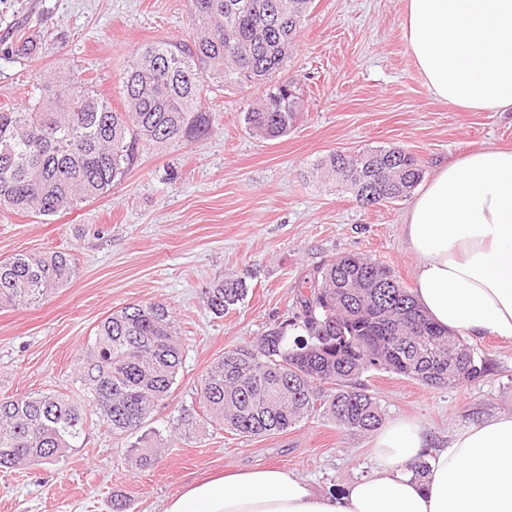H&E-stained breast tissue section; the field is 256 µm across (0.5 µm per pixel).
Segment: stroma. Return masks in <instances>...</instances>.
Masks as SVG:
<instances>
[{
  "label": "stroma",
  "instance_id": "35a3bbf8",
  "mask_svg": "<svg viewBox=\"0 0 512 512\" xmlns=\"http://www.w3.org/2000/svg\"><path fill=\"white\" fill-rule=\"evenodd\" d=\"M404 0H314L288 58L305 90L287 136L264 140L242 112L261 89L210 94L208 135L162 145L139 142L121 184L50 217L0 212V260L63 251L76 274L31 307H0V398L76 390V357L97 323L130 304L162 300L181 328L183 364L171 397L152 415L169 435L154 465L126 459L130 437L95 424L59 464L0 472V512H162L190 482L227 469L271 466L324 492L369 474L373 433L314 417L286 433L241 438L218 427L189 439L175 432L197 405L198 381L225 350L255 341L292 317L296 285L330 257L357 253L414 286L402 220L411 198L367 206L314 169L331 151L396 147L425 176L477 147L512 148V112H462L435 99L408 54ZM189 0H0V108L32 97L36 75L75 74L122 109L120 76L144 45L188 39ZM36 44L17 52L19 39ZM245 277L248 295L215 317L202 290ZM490 373L462 387L430 388L384 371L361 381L386 419L420 422L432 442L481 418L512 413V343L475 340Z\"/></svg>",
  "mask_w": 512,
  "mask_h": 512
}]
</instances>
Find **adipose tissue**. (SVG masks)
<instances>
[{"label":"adipose tissue","mask_w":512,"mask_h":512,"mask_svg":"<svg viewBox=\"0 0 512 512\" xmlns=\"http://www.w3.org/2000/svg\"><path fill=\"white\" fill-rule=\"evenodd\" d=\"M404 38L434 97L512 112V0H406ZM403 228L430 318L512 342V150L481 147L439 166ZM373 455L371 474L336 494L252 467L188 486L164 512H512V413L469 424L437 448L419 422L397 419L377 432Z\"/></svg>","instance_id":"obj_1"}]
</instances>
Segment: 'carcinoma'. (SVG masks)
Masks as SVG:
<instances>
[{
    "label": "carcinoma",
    "mask_w": 512,
    "mask_h": 512,
    "mask_svg": "<svg viewBox=\"0 0 512 512\" xmlns=\"http://www.w3.org/2000/svg\"><path fill=\"white\" fill-rule=\"evenodd\" d=\"M312 0H191V42L140 48L120 77L123 110L79 76L39 75L24 109L0 110V209L50 217L105 195L134 159L138 140L164 144L209 133L208 93L263 89L243 120L252 134H288L304 108V90L285 77L291 47ZM367 200L375 186L400 200L423 177L421 162L400 148L333 151L317 165ZM71 255L16 254L0 261V303L30 307L74 274ZM241 278L202 289L217 317L247 296ZM297 312L257 341L224 352L199 380L203 413L186 409L179 434L204 425L241 437L284 433L321 416L349 432L376 430L384 411L358 379L370 370L430 388L463 387L490 371L463 337L439 328L393 270L357 254L315 266L294 295ZM182 344L163 301L125 306L97 325L74 362L78 398L37 392L0 398V471L52 464L85 433L88 408L117 435L145 427L182 367ZM160 431L140 435L129 459L140 467L161 454Z\"/></svg>",
    "instance_id": "cac0c4a2"
}]
</instances>
